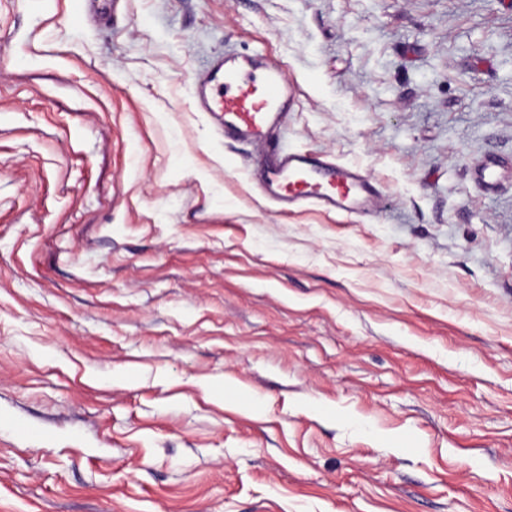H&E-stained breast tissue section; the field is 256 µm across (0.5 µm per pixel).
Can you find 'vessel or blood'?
I'll return each mask as SVG.
<instances>
[{
  "mask_svg": "<svg viewBox=\"0 0 512 512\" xmlns=\"http://www.w3.org/2000/svg\"><path fill=\"white\" fill-rule=\"evenodd\" d=\"M199 111L211 113L222 136L265 140L284 123L291 91L279 68H259L247 57L214 58L194 86ZM265 196L291 210L315 204L346 213L365 211L374 187L358 169L332 165L302 152L272 150L263 171Z\"/></svg>",
  "mask_w": 512,
  "mask_h": 512,
  "instance_id": "obj_1",
  "label": "vessel or blood"
}]
</instances>
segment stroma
<instances>
[{
  "label": "stroma",
  "mask_w": 512,
  "mask_h": 512,
  "mask_svg": "<svg viewBox=\"0 0 512 512\" xmlns=\"http://www.w3.org/2000/svg\"><path fill=\"white\" fill-rule=\"evenodd\" d=\"M227 53L369 212L258 192ZM0 512H512V0H0ZM196 107L210 112L224 138L266 140L283 126L291 91L277 67L259 68L248 57L214 58L194 86Z\"/></svg>",
  "instance_id": "stroma-1"
}]
</instances>
